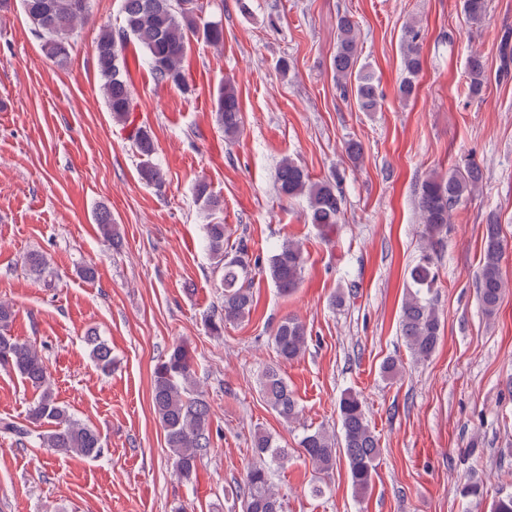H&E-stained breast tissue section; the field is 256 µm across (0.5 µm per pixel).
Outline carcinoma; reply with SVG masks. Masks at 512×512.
<instances>
[{
    "instance_id": "1",
    "label": "carcinoma",
    "mask_w": 512,
    "mask_h": 512,
    "mask_svg": "<svg viewBox=\"0 0 512 512\" xmlns=\"http://www.w3.org/2000/svg\"><path fill=\"white\" fill-rule=\"evenodd\" d=\"M31 29L41 42L44 53L62 65L69 54L70 41L88 20V0H20ZM200 0H123L122 24L117 29L103 25L95 42V63L99 72L100 90L115 123L131 124L133 99L130 74L125 56L127 43L136 42L144 51L146 63L154 79L162 84L187 88L185 60L191 43L202 41L218 46L224 41L221 21L203 18ZM468 22L479 24L487 15V0H462ZM339 40L333 65L336 82L344 93L353 96L362 112L381 108L378 84L373 75L362 69L353 85L348 77L356 66V23L344 15L338 20ZM406 52L403 66L406 76L400 93L408 98L415 91V78L421 70L419 31L409 26L405 32ZM499 75L512 76V35L500 41ZM486 83V67L482 57L471 55L467 61V96L481 99ZM217 124L227 139L240 133L241 105L235 86L226 80L214 99ZM140 156L138 174L147 186L157 190L165 185L163 169L154 161L156 147L151 133L137 127L132 134ZM480 179V170L468 161L446 176L431 175L419 188V217L427 238L432 240L447 229L454 211L472 194ZM277 194L285 199L305 197L308 218L327 236L338 224L342 213V194L336 179L323 182L311 180L307 171L285 157L278 166L275 180ZM196 201L206 211L222 208L223 200L207 182L194 186ZM96 224L103 239L119 244L112 211L102 207L96 212ZM204 239L214 267L221 272L223 301L220 312L207 320L211 333L219 335L224 325L238 323L250 316L254 299L249 275L258 270L269 274L278 292L287 296L299 287L306 265L302 245L285 240L265 257L253 256L247 240L230 241L224 224L203 225ZM503 240L496 218L486 224L483 258L478 273L479 300L488 316L495 314L504 280L502 276ZM432 259L425 254L409 272L413 289L403 299L400 331L407 348L417 360H426L434 353L440 339L442 322L432 293L436 275ZM15 320L13 308L0 303V369L13 372L37 391L28 405L27 424L1 419L0 430L13 434L23 443H35L58 455L97 458L104 453L100 433L76 419L56 398L47 367L36 347L11 333ZM306 324L288 316L275 326L272 343L278 358L291 362L300 358L308 346ZM91 356L103 370L112 367V349L97 334L88 335ZM259 388L269 406L286 422L298 416V406L287 378L276 368H268L259 378ZM152 405L164 431L165 445L171 453L176 477L190 483L197 475L198 465L212 447L211 408L195 379L194 358L183 343L173 345L160 357L152 375ZM343 430L342 454L349 470L354 493L367 494L372 486L376 460L380 455L379 439L371 427L363 401L352 392H345L338 402ZM35 426L34 432L29 426ZM47 429H42V426ZM259 461L247 468L237 498L241 512H283V503L272 483L271 468L288 460V449L262 431L253 436ZM303 456L324 475L333 472L337 462L336 438L323 429L304 431L300 441Z\"/></svg>"
}]
</instances>
